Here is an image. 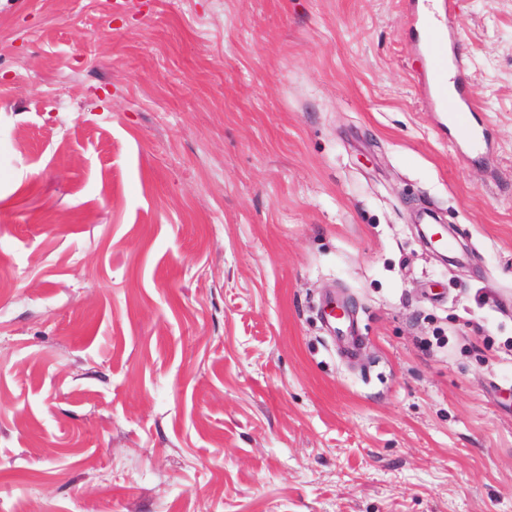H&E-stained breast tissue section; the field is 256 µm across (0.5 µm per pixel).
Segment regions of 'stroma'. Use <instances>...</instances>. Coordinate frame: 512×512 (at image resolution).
I'll return each mask as SVG.
<instances>
[{
  "mask_svg": "<svg viewBox=\"0 0 512 512\" xmlns=\"http://www.w3.org/2000/svg\"><path fill=\"white\" fill-rule=\"evenodd\" d=\"M417 2L0 0V512H512V0L486 163ZM415 20L427 35L422 54L427 59L428 80L434 104L441 112H448V121L459 126L460 138L469 143L483 158L486 151L483 150L482 139L473 123L475 109L466 84L458 76L448 81L449 55L443 39L436 34L429 15H417ZM448 82L452 83L449 94ZM327 334L332 338L336 346L341 348L346 357L356 354L360 337L356 332V317L353 312L346 311L339 318L336 314L325 312L323 316Z\"/></svg>",
  "mask_w": 512,
  "mask_h": 512,
  "instance_id": "1",
  "label": "stroma"
}]
</instances>
